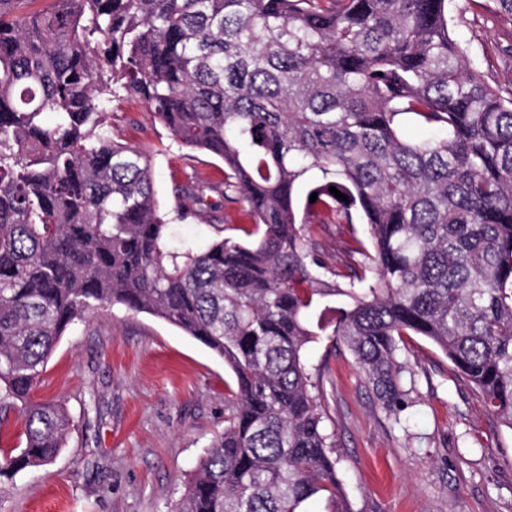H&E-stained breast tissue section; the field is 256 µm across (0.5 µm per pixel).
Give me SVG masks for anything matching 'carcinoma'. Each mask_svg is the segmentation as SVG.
Instances as JSON below:
<instances>
[{
  "instance_id": "carcinoma-1",
  "label": "carcinoma",
  "mask_w": 512,
  "mask_h": 512,
  "mask_svg": "<svg viewBox=\"0 0 512 512\" xmlns=\"http://www.w3.org/2000/svg\"><path fill=\"white\" fill-rule=\"evenodd\" d=\"M31 2L0 0V430L22 429L0 479L63 448L45 363L117 304L232 375L179 512H352L303 359L321 336L397 422L415 386L403 337L422 336L512 430V96L471 67L450 0ZM131 98L224 163L244 237L167 248L151 156L112 126ZM210 189L183 187L184 212ZM307 224H363L370 244L330 268Z\"/></svg>"
}]
</instances>
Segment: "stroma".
Returning a JSON list of instances; mask_svg holds the SVG:
<instances>
[{
	"instance_id": "1",
	"label": "stroma",
	"mask_w": 512,
	"mask_h": 512,
	"mask_svg": "<svg viewBox=\"0 0 512 512\" xmlns=\"http://www.w3.org/2000/svg\"><path fill=\"white\" fill-rule=\"evenodd\" d=\"M448 10L471 65L512 89V21L491 0H450ZM112 124L153 157L169 248L205 246L219 234L218 215L251 223L246 204L218 190L198 215L178 219L177 186L197 177L223 184V163L181 145L140 101L115 106ZM404 343L415 387L397 421L344 345L323 336L304 355L353 512H512V430L428 339ZM230 380L222 359L149 314L115 305L72 325L39 390L64 404L71 432L51 463L0 481V512H176L224 427Z\"/></svg>"
}]
</instances>
